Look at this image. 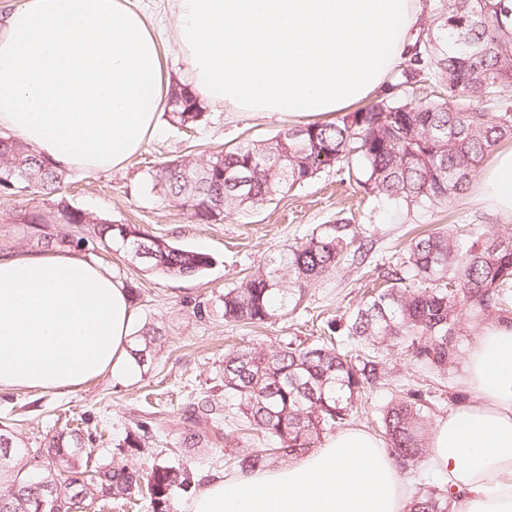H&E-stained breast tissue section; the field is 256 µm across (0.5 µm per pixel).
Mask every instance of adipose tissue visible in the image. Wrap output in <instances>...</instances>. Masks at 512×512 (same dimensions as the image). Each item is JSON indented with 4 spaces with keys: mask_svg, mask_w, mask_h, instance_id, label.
Masks as SVG:
<instances>
[{
    "mask_svg": "<svg viewBox=\"0 0 512 512\" xmlns=\"http://www.w3.org/2000/svg\"><path fill=\"white\" fill-rule=\"evenodd\" d=\"M194 91L236 112L334 115L401 62L418 0H176ZM162 43L136 0H23L0 20V128L57 167L105 172L156 132ZM478 196L512 219V146L482 168ZM135 310L112 269L52 249L0 254V390L122 383ZM435 424L430 465L461 512H512V323L484 326ZM386 444L347 428L288 466L205 478L187 512H408Z\"/></svg>",
    "mask_w": 512,
    "mask_h": 512,
    "instance_id": "obj_1",
    "label": "adipose tissue"
}]
</instances>
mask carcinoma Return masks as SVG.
Returning <instances> with one entry per match:
<instances>
[{"label": "carcinoma", "instance_id": "obj_1", "mask_svg": "<svg viewBox=\"0 0 512 512\" xmlns=\"http://www.w3.org/2000/svg\"><path fill=\"white\" fill-rule=\"evenodd\" d=\"M446 75L439 95L407 100L416 78ZM490 98L504 111L496 116L474 105ZM512 0H448L426 36H416L404 64L392 71L384 97L332 122L284 127L267 139L248 140L212 154L203 163L163 161L153 167L152 189L199 221H222L227 214L274 199L282 189L302 186L315 176L341 170L356 160L364 189L417 208H450L497 144L512 138ZM203 106L188 87L167 92L170 121L197 124ZM300 136H295V133ZM246 172L251 184L235 189L224 176ZM65 172L37 150L0 136L3 195L52 197ZM14 220L38 227L61 246L146 254L143 263L160 276L204 274L213 258L204 252L145 236L130 224H114L59 199ZM348 225L328 224L258 266L224 291V321L263 324L298 303L307 288L355 256ZM421 287L404 288L394 271L386 288L358 308L348 326L357 349L341 353L332 344L291 343L275 349H237L224 357V395L236 402L235 416L256 432L233 460L245 471H262L316 447L325 431L350 417L365 392L381 379L380 351L401 347L429 373L445 377L457 356V339L473 316L512 321V234L476 235L464 241L448 227L412 239L402 262ZM156 331L135 337L131 354L142 367L155 356ZM414 391L398 397L382 414L383 437L398 465L424 461L426 411ZM226 421L218 402L196 398L184 410L181 444L191 448L223 438ZM17 448L0 458V512H83L124 504L142 490L152 512H169L177 491L190 489L184 468L156 463L145 474L114 461L97 459L81 431L63 428L35 449ZM450 492L424 486L409 512H448Z\"/></svg>", "mask_w": 512, "mask_h": 512}]
</instances>
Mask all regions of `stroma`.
Segmentation results:
<instances>
[{
  "label": "stroma",
  "instance_id": "1",
  "mask_svg": "<svg viewBox=\"0 0 512 512\" xmlns=\"http://www.w3.org/2000/svg\"><path fill=\"white\" fill-rule=\"evenodd\" d=\"M138 6L159 35L167 84H190L182 50L173 35L174 0H138ZM297 118L273 113L262 117L232 112L209 101L196 128L184 131L160 118L159 130L138 154L119 169L67 172L61 194L81 209L116 224H132L152 237L210 254L214 264L200 277H162L131 259L125 251L105 259L124 283L139 288L134 334L150 327L161 334L151 367L129 383L105 376L82 389L38 392L0 391V425L13 434L14 446L33 448L62 427L80 428L96 456L111 457L127 430L148 432L144 446L122 455L127 467L146 471L157 462L185 467L192 480L229 471L224 447L184 448L180 445L182 409L199 395L224 399V354L255 346L275 348L287 343L316 342L328 324L345 335L365 293L388 269L400 266L416 230L456 225L461 234L512 233V219L492 212L466 189L449 210H422L366 192L346 172L320 174L310 183L283 192L276 200L231 215L219 223L188 218L161 201L151 189L149 172L168 159L205 161L217 151L246 140L265 139ZM41 198H0V251L25 254L46 249L36 229L14 223L22 210L42 206ZM325 224L348 225L356 241L372 243L364 265L341 261L335 272L308 288L295 310L279 313L263 324L225 323L220 295L237 286L265 258L303 241ZM471 322L458 342V356L447 379L430 375L404 349L383 352V384L359 404L348 426L378 433L382 409L400 390L419 391L433 401L429 423L448 414L462 396L460 379L478 332Z\"/></svg>",
  "mask_w": 512,
  "mask_h": 512
}]
</instances>
